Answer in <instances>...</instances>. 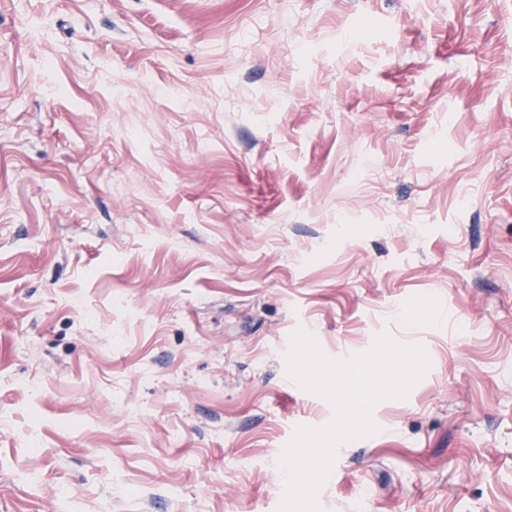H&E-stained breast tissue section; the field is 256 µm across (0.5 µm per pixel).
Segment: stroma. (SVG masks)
Returning a JSON list of instances; mask_svg holds the SVG:
<instances>
[{
    "label": "stroma",
    "mask_w": 512,
    "mask_h": 512,
    "mask_svg": "<svg viewBox=\"0 0 512 512\" xmlns=\"http://www.w3.org/2000/svg\"><path fill=\"white\" fill-rule=\"evenodd\" d=\"M299 328L431 360L322 512H512V0H0V512H276Z\"/></svg>",
    "instance_id": "obj_1"
}]
</instances>
